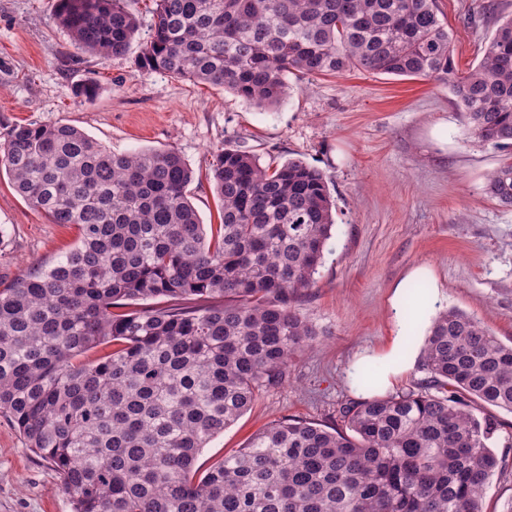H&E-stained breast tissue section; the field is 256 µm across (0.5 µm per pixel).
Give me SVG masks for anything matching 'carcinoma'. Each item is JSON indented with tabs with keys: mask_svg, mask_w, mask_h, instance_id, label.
I'll use <instances>...</instances> for the list:
<instances>
[{
	"mask_svg": "<svg viewBox=\"0 0 512 512\" xmlns=\"http://www.w3.org/2000/svg\"><path fill=\"white\" fill-rule=\"evenodd\" d=\"M155 2L139 68L258 108L281 104L290 74L448 85L469 137L502 153L485 191L512 208V15L460 74L436 0ZM56 19L102 60L125 55L137 30L126 0H58ZM1 169L78 230L53 265L0 289V414L54 465L74 512H484L499 425L481 405L512 413V345L457 309L428 327L425 385L345 404L341 428L275 421L197 464L317 335L295 302L334 227L322 171L218 151L220 223L207 230L174 151L115 155L72 125L14 124ZM160 297L172 304L126 310Z\"/></svg>",
	"mask_w": 512,
	"mask_h": 512,
	"instance_id": "obj_1",
	"label": "carcinoma"
}]
</instances>
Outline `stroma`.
Returning a JSON list of instances; mask_svg holds the SVG:
<instances>
[{"mask_svg": "<svg viewBox=\"0 0 512 512\" xmlns=\"http://www.w3.org/2000/svg\"><path fill=\"white\" fill-rule=\"evenodd\" d=\"M453 36L455 65H477L512 0H436ZM137 33L129 51L101 60L81 53L55 18L57 0H0V133L15 123L62 122L115 154L174 151L195 172L189 198L205 224L219 221L213 156L230 148L262 164L300 160L325 175L335 226L316 283L297 307L318 330L240 419L211 439L201 462L219 460L282 418L332 425L359 394L348 378L358 353H382L397 320L393 291L416 268L455 308L512 344V208L484 192L500 154L472 141L448 86L353 71L292 84L261 110L206 83L136 64L154 31V0H127ZM94 84L93 99L79 95ZM74 225L52 223L0 171V281L48 266L72 249ZM499 467L486 512L512 501V447L493 445ZM0 512H73L47 460L0 416Z\"/></svg>", "mask_w": 512, "mask_h": 512, "instance_id": "1", "label": "stroma"}]
</instances>
